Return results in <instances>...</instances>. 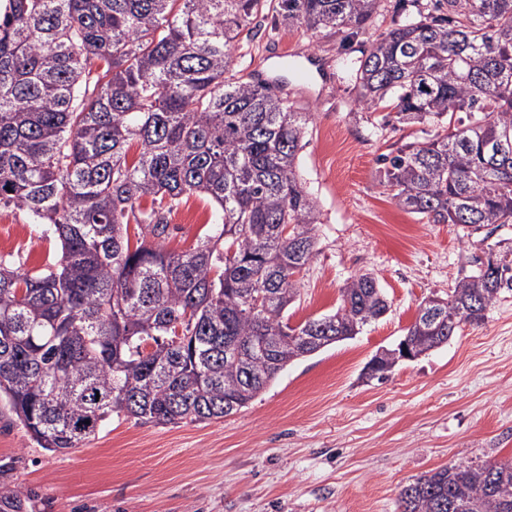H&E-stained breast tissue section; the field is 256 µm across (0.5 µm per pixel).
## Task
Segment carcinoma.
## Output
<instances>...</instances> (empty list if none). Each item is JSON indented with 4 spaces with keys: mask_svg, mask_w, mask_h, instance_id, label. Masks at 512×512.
<instances>
[{
    "mask_svg": "<svg viewBox=\"0 0 512 512\" xmlns=\"http://www.w3.org/2000/svg\"><path fill=\"white\" fill-rule=\"evenodd\" d=\"M384 0H278L288 23L360 30ZM268 0H3L0 207L53 227L59 263H0V401L50 452L78 448L112 413L144 423L221 419L291 363L351 339L389 310L369 273L336 312L288 311L315 256L316 205L298 171L306 113L230 69ZM354 67L359 102L443 132L383 158L399 206L470 231L512 224V0H435ZM140 153L128 161L132 144ZM214 232L190 253L155 239L185 196ZM151 199V206L141 205ZM405 332L417 355L478 326L512 291V247H487ZM397 349L372 357V377ZM401 512H512V461L454 464L403 486ZM0 482V512H34Z\"/></svg>",
    "mask_w": 512,
    "mask_h": 512,
    "instance_id": "carcinoma-1",
    "label": "carcinoma"
}]
</instances>
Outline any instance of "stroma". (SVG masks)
<instances>
[{
    "label": "stroma",
    "mask_w": 512,
    "mask_h": 512,
    "mask_svg": "<svg viewBox=\"0 0 512 512\" xmlns=\"http://www.w3.org/2000/svg\"><path fill=\"white\" fill-rule=\"evenodd\" d=\"M432 0H386L365 30L342 37L289 25L268 10L241 37L231 68L288 77L313 57L328 86L288 98L309 123L300 174L317 203L316 255L300 274L290 322L335 312L346 281L371 273L391 303L354 339L298 361L247 407L218 421L155 425L119 413L69 453L41 448L0 413V464L37 496V512H400L402 486L449 465L512 459V292L478 327L447 346L399 362L387 379L365 377L370 359L399 343L420 303L446 295L484 245L512 243V224L464 235L427 224L382 185V157L434 135L402 125L388 108L358 103L350 70L372 39L431 8ZM202 196L170 219L167 251H192L211 232ZM199 213L203 222L191 223ZM60 242L13 208H0V260L37 272Z\"/></svg>",
    "instance_id": "35a3bbf8"
}]
</instances>
